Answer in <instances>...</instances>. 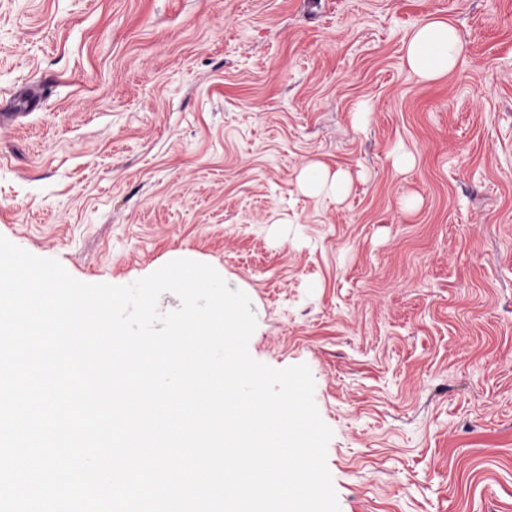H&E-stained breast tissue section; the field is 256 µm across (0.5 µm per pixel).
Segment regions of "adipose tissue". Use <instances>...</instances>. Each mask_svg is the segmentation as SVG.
<instances>
[{"label":"adipose tissue","instance_id":"ef3b65f1","mask_svg":"<svg viewBox=\"0 0 512 512\" xmlns=\"http://www.w3.org/2000/svg\"><path fill=\"white\" fill-rule=\"evenodd\" d=\"M464 52L456 29L447 20L429 18L414 30L406 47V63L423 82H432L451 72Z\"/></svg>","mask_w":512,"mask_h":512}]
</instances>
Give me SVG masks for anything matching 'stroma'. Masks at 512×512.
Masks as SVG:
<instances>
[{"label":"stroma","instance_id":"1","mask_svg":"<svg viewBox=\"0 0 512 512\" xmlns=\"http://www.w3.org/2000/svg\"><path fill=\"white\" fill-rule=\"evenodd\" d=\"M430 16L464 53L424 83ZM1 112L0 235L244 291L250 355L311 372L340 512H512V0H0ZM463 52L456 29L447 20L428 18L407 43L406 63L421 82H432L451 72ZM305 187L313 193H330L336 200L343 198L349 191V182L340 172L328 182V175L322 164L312 163L303 174Z\"/></svg>","mask_w":512,"mask_h":512}]
</instances>
